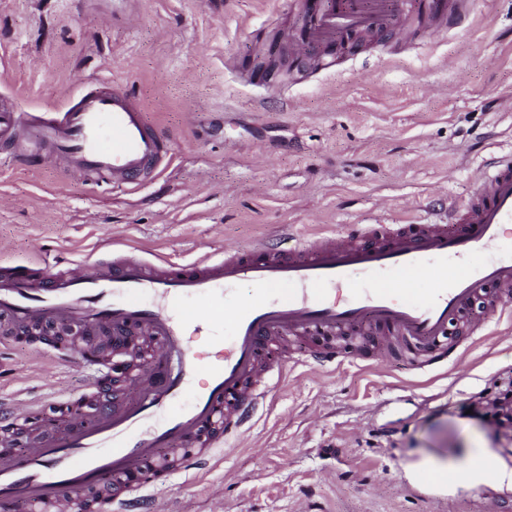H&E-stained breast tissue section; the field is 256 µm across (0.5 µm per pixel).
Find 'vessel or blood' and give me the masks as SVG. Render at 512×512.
Returning a JSON list of instances; mask_svg holds the SVG:
<instances>
[{
    "instance_id": "1",
    "label": "vessel or blood",
    "mask_w": 512,
    "mask_h": 512,
    "mask_svg": "<svg viewBox=\"0 0 512 512\" xmlns=\"http://www.w3.org/2000/svg\"><path fill=\"white\" fill-rule=\"evenodd\" d=\"M470 0H317L307 7L293 50L299 60L336 47L353 48L355 35L386 32L409 37L412 11L440 28L461 25ZM20 157L64 161L92 181L142 185L169 159V148L145 112L116 85L99 82L62 112L32 115L0 106V146ZM512 224V151L486 164L476 194L449 205L439 219L414 224H363L346 234L326 232L293 252L269 243L250 251L227 248L177 266L129 251L111 270L81 264L36 284L23 273L0 278V319L16 330L41 327L46 343L63 326L101 333L131 330L154 343L151 361L133 380V397L102 407L89 424L63 437L15 452L0 451V512L27 501L44 512H139L175 477L209 469L215 449L247 431L268 394L272 375L290 363L288 339L333 336L370 327L380 361L393 341L424 351L421 369L458 365L467 344L448 336L453 320L488 289L500 294L487 313L469 318L470 335L512 315V256L495 251ZM373 279L345 300L336 292L356 276ZM430 279L426 294L415 285ZM259 298L224 311V294L240 282ZM202 298L194 320L181 302ZM229 321L227 347L205 357L192 334L212 333ZM305 359L333 369L343 351L309 346ZM182 448L176 463L167 449Z\"/></svg>"
}]
</instances>
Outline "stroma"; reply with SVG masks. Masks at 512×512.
Wrapping results in <instances>:
<instances>
[{
	"label": "stroma",
	"instance_id": "stroma-1",
	"mask_svg": "<svg viewBox=\"0 0 512 512\" xmlns=\"http://www.w3.org/2000/svg\"><path fill=\"white\" fill-rule=\"evenodd\" d=\"M299 0H0V103L59 112L100 80L119 84L168 140L149 184L94 183L61 165L19 166L0 149V275H45L38 257L108 267L136 248L178 264L263 239L301 247L350 224H408L465 201L480 166L512 145V0H471L467 25L373 36L332 66L269 62ZM75 338L52 362L40 340L0 330V405L33 402L13 445L64 434L73 412L129 399L137 369L90 377ZM395 347L383 361L312 363L272 378L249 430L195 481L178 477L157 512H484L512 486L487 476L446 488L438 470L491 451L512 470V432L481 401L512 370V321L464 362L424 372ZM223 483L222 496L210 486Z\"/></svg>",
	"mask_w": 512,
	"mask_h": 512
}]
</instances>
